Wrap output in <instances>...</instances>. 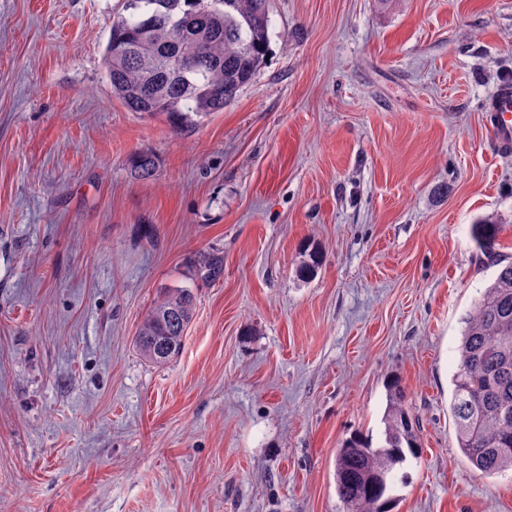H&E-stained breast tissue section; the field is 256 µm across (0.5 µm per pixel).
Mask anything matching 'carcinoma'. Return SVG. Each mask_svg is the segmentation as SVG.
<instances>
[{"label":"carcinoma","instance_id":"carcinoma-1","mask_svg":"<svg viewBox=\"0 0 512 512\" xmlns=\"http://www.w3.org/2000/svg\"><path fill=\"white\" fill-rule=\"evenodd\" d=\"M268 0H123L105 50L112 92L132 112L163 116L185 134L221 112L247 85L269 53ZM147 179L155 158H131ZM205 282L224 275V258L189 259ZM462 318L460 365L452 378L450 411L458 448L481 474L512 470V263L501 264ZM195 310L190 287L163 293L136 341L150 363L164 364L181 348ZM388 410L378 442L355 435L336 454V494L345 512H392L391 487L381 485L407 458L420 457L414 418L399 381L388 386Z\"/></svg>","mask_w":512,"mask_h":512}]
</instances>
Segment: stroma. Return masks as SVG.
I'll return each instance as SVG.
<instances>
[{
  "instance_id": "obj_1",
  "label": "stroma",
  "mask_w": 512,
  "mask_h": 512,
  "mask_svg": "<svg viewBox=\"0 0 512 512\" xmlns=\"http://www.w3.org/2000/svg\"><path fill=\"white\" fill-rule=\"evenodd\" d=\"M120 7L0 0V512H344L336 451L381 435L392 378L422 448L394 512H512L449 411L461 319L512 258L485 112L512 0H269V59L188 134L113 96ZM212 250L149 363L140 324ZM189 262L205 282H213L224 275V258L219 253H199Z\"/></svg>"
}]
</instances>
